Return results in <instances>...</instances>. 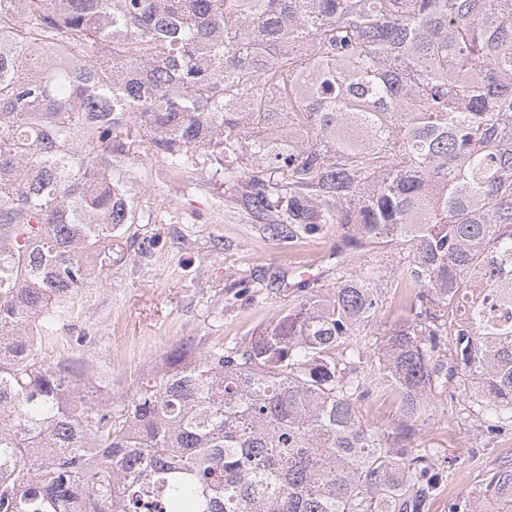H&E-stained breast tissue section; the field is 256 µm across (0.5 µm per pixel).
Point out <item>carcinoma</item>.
Segmentation results:
<instances>
[{
  "instance_id": "1",
  "label": "carcinoma",
  "mask_w": 512,
  "mask_h": 512,
  "mask_svg": "<svg viewBox=\"0 0 512 512\" xmlns=\"http://www.w3.org/2000/svg\"><path fill=\"white\" fill-rule=\"evenodd\" d=\"M2 30L0 512H429L435 392L512 430V0H0ZM149 157L346 232L332 287L240 345L172 349L114 409L32 337L111 260ZM384 393L391 428L361 415ZM448 512H512V466Z\"/></svg>"
}]
</instances>
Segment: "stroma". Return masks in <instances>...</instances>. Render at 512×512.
Returning <instances> with one entry per match:
<instances>
[{
  "label": "stroma",
  "mask_w": 512,
  "mask_h": 512,
  "mask_svg": "<svg viewBox=\"0 0 512 512\" xmlns=\"http://www.w3.org/2000/svg\"><path fill=\"white\" fill-rule=\"evenodd\" d=\"M129 189L135 221L113 238L110 265L78 294L70 320L34 339L43 363L89 366L113 405L128 401L170 349L189 343L203 354L242 342L288 310L300 280L336 281L340 225L271 232L275 214L255 209L223 178L160 159L137 161ZM146 239L153 247L144 254ZM418 436L455 460L430 512H448L449 499L512 461V433L485 437L447 392L436 394Z\"/></svg>",
  "instance_id": "obj_1"
}]
</instances>
